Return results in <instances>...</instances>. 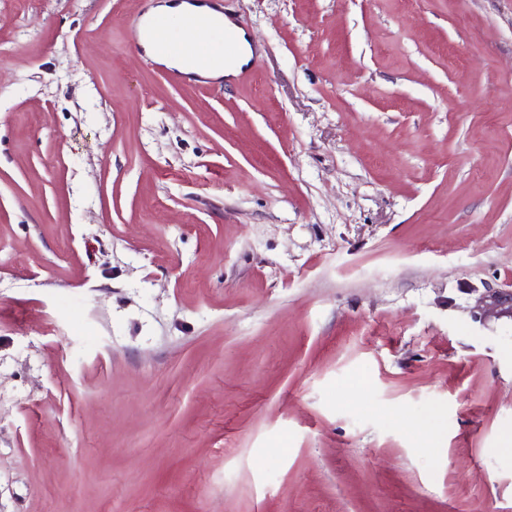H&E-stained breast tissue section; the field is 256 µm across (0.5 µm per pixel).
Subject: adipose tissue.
<instances>
[{
  "label": "adipose tissue",
  "instance_id": "obj_1",
  "mask_svg": "<svg viewBox=\"0 0 512 512\" xmlns=\"http://www.w3.org/2000/svg\"><path fill=\"white\" fill-rule=\"evenodd\" d=\"M210 12L209 6H198L192 4L191 0H160L159 4L151 7L149 15L165 28L177 29L180 46L173 51L151 46L147 49L148 56L156 63L177 67L185 63L187 52L209 50V32L195 25L194 20Z\"/></svg>",
  "mask_w": 512,
  "mask_h": 512
}]
</instances>
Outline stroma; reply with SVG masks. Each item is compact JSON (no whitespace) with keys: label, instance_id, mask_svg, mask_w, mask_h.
<instances>
[{"label":"stroma","instance_id":"1","mask_svg":"<svg viewBox=\"0 0 512 512\" xmlns=\"http://www.w3.org/2000/svg\"><path fill=\"white\" fill-rule=\"evenodd\" d=\"M0 0V512H512V0ZM149 16L156 20L159 24L167 29L176 28L179 34V43L176 35L169 31L166 33L158 32L159 24L151 22L146 25L144 30L145 37L156 40L163 48L174 49L176 46L179 49L175 51H166L157 46H151L144 43L148 56L156 63L163 64L169 67H180L186 62L184 51H191L192 53H199L202 51L209 52L210 49V35L212 41L216 44V51L224 53V59L219 60L214 66L207 69H189L183 70L186 73H196L208 79H221L223 76L227 77L232 75L242 65L248 63L252 58L253 52L250 43L248 42L244 32L238 29L228 18L219 12L215 11L209 6H198L188 2H168L158 3L150 8ZM213 15L223 20L224 28L234 34L236 39V47L234 52V62L229 65H224V60L229 54L231 47V35L229 32L224 31L223 27L212 26L209 30L200 27L196 24H190L189 18L199 17L202 15Z\"/></svg>","mask_w":512,"mask_h":512}]
</instances>
